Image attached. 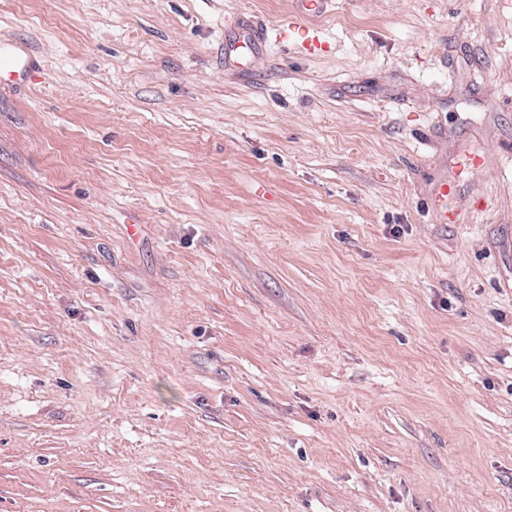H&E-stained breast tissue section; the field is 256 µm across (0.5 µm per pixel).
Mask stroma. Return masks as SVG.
Segmentation results:
<instances>
[{
  "mask_svg": "<svg viewBox=\"0 0 512 512\" xmlns=\"http://www.w3.org/2000/svg\"><path fill=\"white\" fill-rule=\"evenodd\" d=\"M0 38L38 64L0 512H512V0H0Z\"/></svg>",
  "mask_w": 512,
  "mask_h": 512,
  "instance_id": "35a3bbf8",
  "label": "stroma"
}]
</instances>
